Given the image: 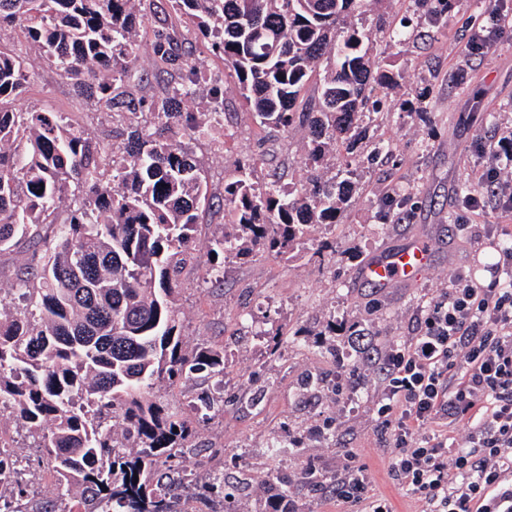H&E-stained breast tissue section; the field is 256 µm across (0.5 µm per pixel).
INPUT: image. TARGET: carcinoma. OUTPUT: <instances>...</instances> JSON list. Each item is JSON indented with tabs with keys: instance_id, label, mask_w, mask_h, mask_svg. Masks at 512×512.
Returning a JSON list of instances; mask_svg holds the SVG:
<instances>
[{
	"instance_id": "carcinoma-1",
	"label": "carcinoma",
	"mask_w": 512,
	"mask_h": 512,
	"mask_svg": "<svg viewBox=\"0 0 512 512\" xmlns=\"http://www.w3.org/2000/svg\"><path fill=\"white\" fill-rule=\"evenodd\" d=\"M139 2L0 0V253L32 248L0 293V422L37 436L38 463L68 506L42 512H175V460L191 451L194 429L152 391L208 380L216 390L191 393L186 406L199 422L224 411V347L186 349L176 305L198 211L232 215L207 244L212 285L224 283L230 256L292 254L313 226L338 223L353 172L338 181L324 170L366 139L361 109L373 86L401 78L391 64L372 69L370 31L347 22L362 0H168L224 57L259 125L307 133L305 183L258 185L254 164L240 161L216 203L189 142L211 135L224 147L223 80L197 76L183 34L163 21L149 47L170 81L136 96ZM16 35L119 122L112 144L59 112L14 107L30 80L28 58L6 48ZM198 99L207 106L196 111ZM5 434L0 512H35L17 477L31 458ZM201 489L236 512L221 474ZM268 495L260 512H286L287 482Z\"/></svg>"
}]
</instances>
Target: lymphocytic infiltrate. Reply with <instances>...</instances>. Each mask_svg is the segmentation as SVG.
<instances>
[{
    "instance_id": "lymphocytic-infiltrate-1",
    "label": "lymphocytic infiltrate",
    "mask_w": 512,
    "mask_h": 512,
    "mask_svg": "<svg viewBox=\"0 0 512 512\" xmlns=\"http://www.w3.org/2000/svg\"><path fill=\"white\" fill-rule=\"evenodd\" d=\"M496 251V278L458 274L377 360L388 474L419 512H512V244ZM333 495L342 512H391L354 456Z\"/></svg>"
}]
</instances>
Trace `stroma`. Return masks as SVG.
Returning a JSON list of instances; mask_svg holds the SVG:
<instances>
[{"mask_svg":"<svg viewBox=\"0 0 512 512\" xmlns=\"http://www.w3.org/2000/svg\"><path fill=\"white\" fill-rule=\"evenodd\" d=\"M497 3L512 13V0H452L447 22L440 23L433 14L410 11L405 0H389L387 17L407 24L410 35L399 42L376 32L369 44L374 63L393 64L402 74L399 87L375 88L368 103L367 139L386 151L372 164L358 153L345 155L358 185L353 201L338 224L317 227L295 257L264 250L230 257L223 285L204 284L207 242L215 225L232 217L226 211L199 212L198 258L183 273L180 319L188 347L223 346L225 403L222 417L198 428L197 450L180 458L179 468L200 480L223 469L227 486H241V502L250 512H260L273 474L288 480L292 512H336L332 488L351 453L369 466L375 491L394 512L414 508L386 471L374 415L382 395L377 373L357 365V395L336 396L332 387L340 365L321 333L335 321L336 342L349 352L358 333L370 335L378 349L400 344L416 333L420 310L458 272L472 269L480 281H489L487 268L497 260L493 243L512 234V220L502 214L494 185L480 181L478 172L492 163L512 171V161L491 159L481 149L512 134V33L479 56L470 54L468 41L475 19ZM15 49L28 53L31 68L21 106L67 113L111 141L109 115L77 97L60 72L25 44ZM224 110V148L205 141L193 145L209 194L223 195L236 162L250 157L256 160V182H266L272 172L287 184L302 180L300 131L260 127L229 79ZM467 192L484 198L481 210L464 206ZM414 237L426 239L432 252L416 284L379 292L362 281L359 272L369 258ZM330 255L335 263H327ZM308 373L321 375L324 387L303 390ZM245 392L256 393L257 406L238 403ZM329 424L336 433L328 437ZM273 436L286 448L270 460L261 450ZM310 469L316 481L306 479Z\"/></svg>","mask_w":512,"mask_h":512,"instance_id":"stroma-1","label":"stroma"}]
</instances>
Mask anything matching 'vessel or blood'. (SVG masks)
<instances>
[{
    "mask_svg": "<svg viewBox=\"0 0 512 512\" xmlns=\"http://www.w3.org/2000/svg\"><path fill=\"white\" fill-rule=\"evenodd\" d=\"M430 260L427 243L415 238L401 247L380 251L364 265L362 277L372 288L384 292L416 281Z\"/></svg>",
    "mask_w": 512,
    "mask_h": 512,
    "instance_id": "obj_1",
    "label": "vessel or blood"
}]
</instances>
